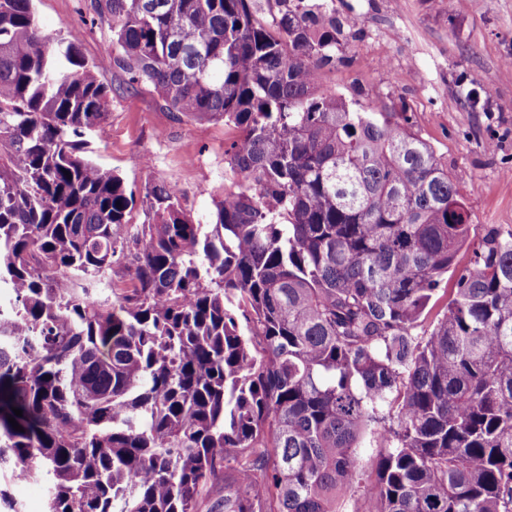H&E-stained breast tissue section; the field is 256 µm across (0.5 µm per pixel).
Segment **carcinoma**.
Returning a JSON list of instances; mask_svg holds the SVG:
<instances>
[{
    "label": "carcinoma",
    "mask_w": 512,
    "mask_h": 512,
    "mask_svg": "<svg viewBox=\"0 0 512 512\" xmlns=\"http://www.w3.org/2000/svg\"><path fill=\"white\" fill-rule=\"evenodd\" d=\"M33 2L0 0V512L21 472L44 512H200L221 472L207 512H349L366 455L360 512H512V229L319 85L329 0H83L95 60ZM107 68L235 130L211 223L93 160Z\"/></svg>",
    "instance_id": "1"
}]
</instances>
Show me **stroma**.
Segmentation results:
<instances>
[{
    "label": "stroma",
    "mask_w": 512,
    "mask_h": 512,
    "mask_svg": "<svg viewBox=\"0 0 512 512\" xmlns=\"http://www.w3.org/2000/svg\"><path fill=\"white\" fill-rule=\"evenodd\" d=\"M47 30H81V51H112L107 26L82 23L80 0H34ZM345 21L341 63L318 81L346 99L379 100L411 117L461 189L472 224L512 228V0H336ZM112 92L107 120L90 136L92 157L144 194L179 189L194 222L206 224L224 194V150L233 131L220 121L176 120L147 87ZM480 102L469 107L468 90Z\"/></svg>",
    "instance_id": "1"
}]
</instances>
